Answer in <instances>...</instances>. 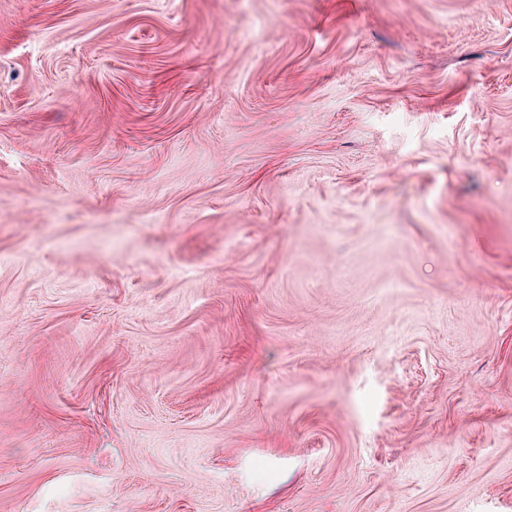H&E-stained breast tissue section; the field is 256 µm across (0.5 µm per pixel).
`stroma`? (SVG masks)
Listing matches in <instances>:
<instances>
[{"mask_svg": "<svg viewBox=\"0 0 512 512\" xmlns=\"http://www.w3.org/2000/svg\"><path fill=\"white\" fill-rule=\"evenodd\" d=\"M0 512H512V0H0Z\"/></svg>", "mask_w": 512, "mask_h": 512, "instance_id": "stroma-1", "label": "stroma"}]
</instances>
